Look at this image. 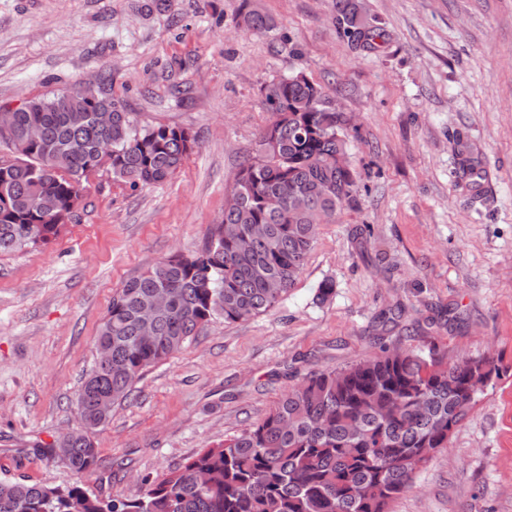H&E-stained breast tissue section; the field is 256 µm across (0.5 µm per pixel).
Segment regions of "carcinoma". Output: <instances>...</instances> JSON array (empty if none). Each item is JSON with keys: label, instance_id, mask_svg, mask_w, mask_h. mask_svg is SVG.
<instances>
[{"label": "carcinoma", "instance_id": "obj_1", "mask_svg": "<svg viewBox=\"0 0 512 512\" xmlns=\"http://www.w3.org/2000/svg\"><path fill=\"white\" fill-rule=\"evenodd\" d=\"M336 27L348 41L378 46L383 22L355 0H336ZM244 30L268 33L273 18L248 11ZM272 120L241 163L220 223L191 256H169L128 279L112 296L96 345L110 361L94 363L76 394L80 429L50 451L78 474L97 457L86 435L112 418L152 365L181 351L214 320L248 321L292 288L316 241L317 226L336 222L359 174L348 149V119L320 85L299 75L260 89ZM112 109V126L92 115ZM40 131L29 141L31 126ZM197 141L171 125L139 126L112 92L91 101L76 89L25 101L13 130L0 134L12 160H0V254L48 244L76 217L84 184L103 167L132 189L161 184L182 167ZM455 145L463 173L474 157ZM274 196L279 207H266ZM54 203L45 212L43 200ZM153 312L142 336L141 313ZM499 376L486 356L448 358L434 336L418 345L382 344L368 359L315 371L295 383L258 423L209 446L155 480L143 495L104 500L76 482L47 487L0 481V512H391L414 485L418 466L448 447L473 407L472 387Z\"/></svg>", "mask_w": 512, "mask_h": 512}]
</instances>
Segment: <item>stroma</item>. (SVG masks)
<instances>
[{
  "instance_id": "35a3bbf8",
  "label": "stroma",
  "mask_w": 512,
  "mask_h": 512,
  "mask_svg": "<svg viewBox=\"0 0 512 512\" xmlns=\"http://www.w3.org/2000/svg\"><path fill=\"white\" fill-rule=\"evenodd\" d=\"M360 2L386 30L373 51L339 34L335 0H172L162 11L153 0H0V107L99 80L134 121L197 139L160 185L133 191L97 172L55 240L0 254V479L137 498L144 479L257 423L305 375L420 341L426 318L453 307L440 346L489 356L500 376L393 512H512V0ZM246 6L275 30L240 31ZM296 74L350 118L352 200L319 226L276 306L213 320L148 368L77 474L48 448L78 424L75 394L113 294L202 246L270 120L262 85ZM458 135L481 192L462 174ZM327 279L336 291L321 302Z\"/></svg>"
}]
</instances>
